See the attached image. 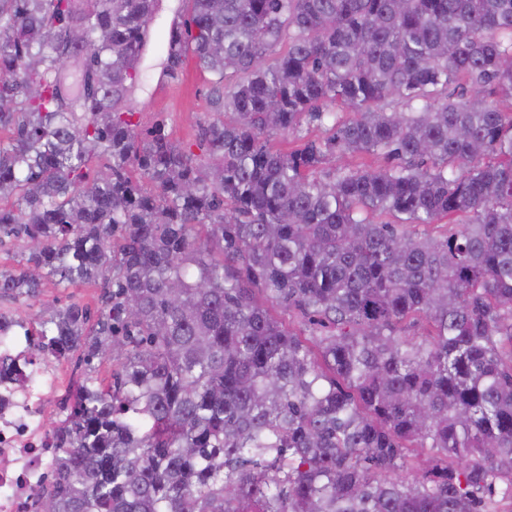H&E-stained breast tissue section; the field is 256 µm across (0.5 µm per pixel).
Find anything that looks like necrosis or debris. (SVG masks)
Returning a JSON list of instances; mask_svg holds the SVG:
<instances>
[{"label": "necrosis or debris", "instance_id": "4bbe7bcc", "mask_svg": "<svg viewBox=\"0 0 512 512\" xmlns=\"http://www.w3.org/2000/svg\"><path fill=\"white\" fill-rule=\"evenodd\" d=\"M65 385L52 357L24 382L0 381V512H38L37 494L61 455L51 440L47 409Z\"/></svg>", "mask_w": 512, "mask_h": 512}]
</instances>
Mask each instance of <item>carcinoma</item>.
I'll use <instances>...</instances> for the list:
<instances>
[{
    "label": "carcinoma",
    "instance_id": "1",
    "mask_svg": "<svg viewBox=\"0 0 512 512\" xmlns=\"http://www.w3.org/2000/svg\"><path fill=\"white\" fill-rule=\"evenodd\" d=\"M159 2L0 0V238L28 251L0 297L96 285L31 354L112 366L61 404L39 503L512 504V0H185L168 68L215 90L193 145L124 106ZM330 104V136L270 147ZM352 153L387 165L323 173Z\"/></svg>",
    "mask_w": 512,
    "mask_h": 512
}]
</instances>
